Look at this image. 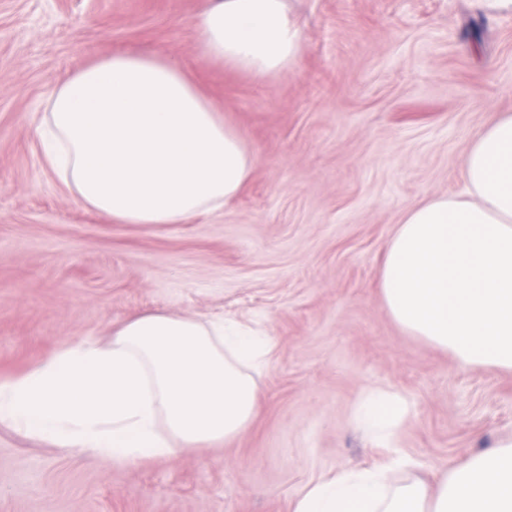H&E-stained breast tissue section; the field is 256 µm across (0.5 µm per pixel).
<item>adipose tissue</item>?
<instances>
[{
  "label": "adipose tissue",
  "instance_id": "1",
  "mask_svg": "<svg viewBox=\"0 0 512 512\" xmlns=\"http://www.w3.org/2000/svg\"><path fill=\"white\" fill-rule=\"evenodd\" d=\"M204 55L266 77L293 68L304 33L285 0H212L197 21ZM47 166L82 206L124 224H184L218 211L257 160L168 55L115 53L77 69L47 100ZM383 302L410 335L461 367L512 371V115L474 138L463 189L410 208L379 273ZM269 336L235 321L147 313L110 342L64 348L0 382V426L116 465L168 459L241 435L259 411L252 367ZM409 412L398 394H362L353 420L389 449ZM379 465L308 484L291 512H512V439L445 472Z\"/></svg>",
  "mask_w": 512,
  "mask_h": 512
}]
</instances>
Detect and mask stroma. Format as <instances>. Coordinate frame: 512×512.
<instances>
[{"label":"stroma","instance_id":"35a3bbf8","mask_svg":"<svg viewBox=\"0 0 512 512\" xmlns=\"http://www.w3.org/2000/svg\"><path fill=\"white\" fill-rule=\"evenodd\" d=\"M207 0H0V381L149 312L234 318L274 345L260 412L223 445L112 466L0 427V512H289L310 482L382 461L370 389L410 412L431 480L512 437V372L460 367L388 313L378 272L406 211L463 187L474 136L512 113V16L477 0H286L305 31L267 78L203 57ZM116 52L174 57L258 164L222 211L120 224L46 170L50 94ZM409 413L408 402L396 393L368 390L353 411V420L380 448H391L395 426Z\"/></svg>","mask_w":512,"mask_h":512}]
</instances>
